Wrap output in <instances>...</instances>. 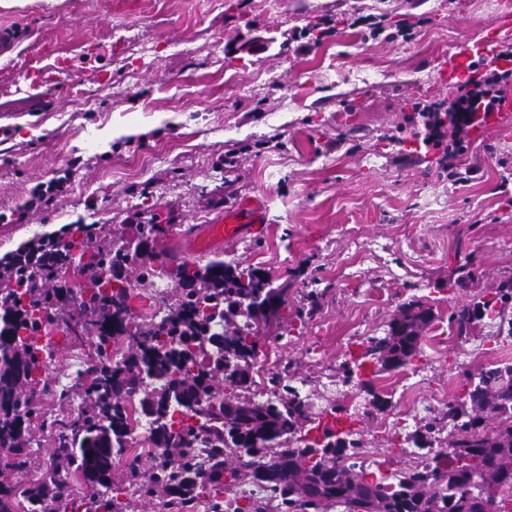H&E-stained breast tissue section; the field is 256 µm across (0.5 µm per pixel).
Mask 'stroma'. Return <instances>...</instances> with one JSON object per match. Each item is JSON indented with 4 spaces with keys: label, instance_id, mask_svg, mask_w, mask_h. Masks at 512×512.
<instances>
[{
    "label": "stroma",
    "instance_id": "stroma-1",
    "mask_svg": "<svg viewBox=\"0 0 512 512\" xmlns=\"http://www.w3.org/2000/svg\"><path fill=\"white\" fill-rule=\"evenodd\" d=\"M504 0H0V24L22 31L0 59V251L69 225L130 237L161 219L155 255L180 251L197 225L241 196L262 198L268 232L225 244L224 261L289 282L287 348L264 340L303 378L318 409L344 395L348 352L385 335L403 302L432 306L413 367L429 391L461 394L462 372L512 359L482 320L465 337L448 316L458 303L512 275V111L468 134L449 179L433 146L416 138L412 105L438 89L440 40L473 44ZM417 22L409 42L373 38L363 18ZM343 17L340 34L313 42L309 22ZM151 42L141 54L138 44ZM49 43L70 69L52 97L26 95L25 59ZM70 170L67 192L21 220L11 213L41 182ZM474 277L449 289L460 264ZM313 316L296 317L309 292ZM483 346L480 362L471 351ZM382 468L420 420L376 432Z\"/></svg>",
    "mask_w": 512,
    "mask_h": 512
}]
</instances>
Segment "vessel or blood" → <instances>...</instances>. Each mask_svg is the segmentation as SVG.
Here are the masks:
<instances>
[{
	"label": "vessel or blood",
	"mask_w": 512,
	"mask_h": 512,
	"mask_svg": "<svg viewBox=\"0 0 512 512\" xmlns=\"http://www.w3.org/2000/svg\"><path fill=\"white\" fill-rule=\"evenodd\" d=\"M512 38V9L503 8L495 22L486 29L477 48L465 47L449 55L441 64L439 84L447 93H455L457 87L470 73L474 57L492 58L497 43ZM46 48L35 49L29 59L26 74L29 87L38 93L52 90L63 81L67 68L66 61H59L56 67L47 68L42 64ZM264 210L260 200L245 197L234 200L222 207L221 214L213 223L197 226L184 249L185 256L213 253L224 244L242 238L244 235H262L264 232Z\"/></svg>",
	"instance_id": "vessel-or-blood-1"
}]
</instances>
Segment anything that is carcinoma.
I'll return each mask as SVG.
<instances>
[{"mask_svg": "<svg viewBox=\"0 0 512 512\" xmlns=\"http://www.w3.org/2000/svg\"><path fill=\"white\" fill-rule=\"evenodd\" d=\"M92 229L78 224L64 239H38L0 263V512H128L132 501L122 497L129 486L144 498L164 494L169 504H188L245 479L269 486L274 497L240 512H324L334 501L348 512H512L511 360L465 373L464 393L448 400L447 450L390 488L352 463L359 431L338 429L343 409L316 412L298 388L279 383L275 398H255L261 337L242 331L238 319L280 325L288 285L276 287L262 271L218 258L183 261L172 314L140 324L133 301L146 296L138 286L168 273L164 263L147 261L148 243L162 225H136L132 247H93ZM71 268L79 279L62 297L42 287L47 278L64 281ZM511 309L510 276L456 307L449 328L461 337L488 318L512 336ZM433 319V308L405 301L388 333L364 340L362 353L344 364L346 378L369 391L374 409L388 406L374 377L410 364ZM62 324L65 344L96 335L80 384L89 404L41 460L32 448L42 431L35 394L57 350L49 335ZM114 336L128 341L119 367L107 356ZM147 380L153 388L141 392L138 408L149 421L148 447L164 452H148L145 465H127L125 478L116 480L112 469L126 452L132 422L126 398ZM327 415L333 423L323 422ZM438 427L429 420L410 439L430 448ZM201 435L211 445L205 469L192 452ZM239 455L266 462L248 470Z\"/></svg>", "mask_w": 512, "mask_h": 512, "instance_id": "carcinoma-1", "label": "carcinoma"}]
</instances>
